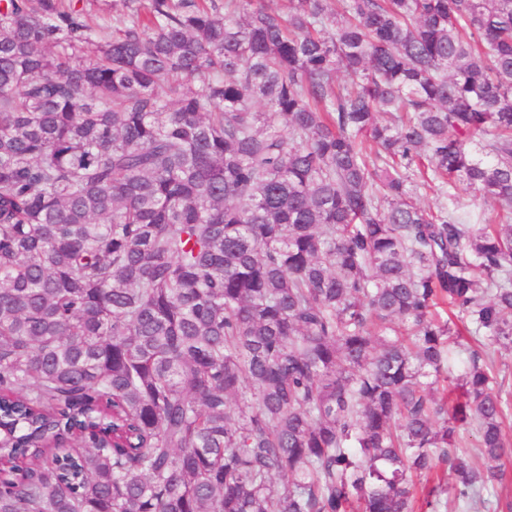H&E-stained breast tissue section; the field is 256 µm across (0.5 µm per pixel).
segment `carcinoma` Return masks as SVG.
Wrapping results in <instances>:
<instances>
[{
  "instance_id": "1",
  "label": "carcinoma",
  "mask_w": 512,
  "mask_h": 512,
  "mask_svg": "<svg viewBox=\"0 0 512 512\" xmlns=\"http://www.w3.org/2000/svg\"><path fill=\"white\" fill-rule=\"evenodd\" d=\"M84 2L0 0V512L486 506L512 0ZM454 192L458 193L460 203L473 213L476 224H496L500 209L495 201L461 189L457 191L451 189V193Z\"/></svg>"
}]
</instances>
